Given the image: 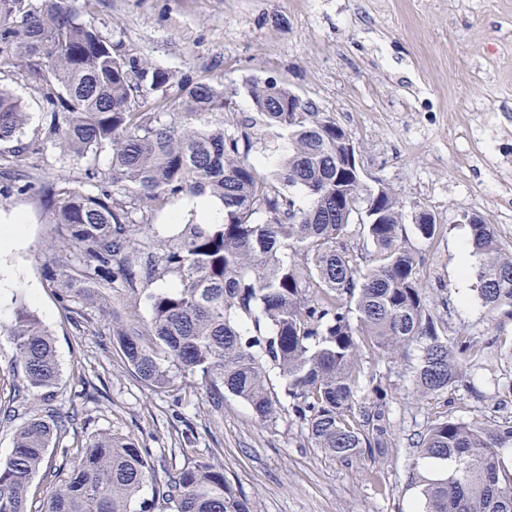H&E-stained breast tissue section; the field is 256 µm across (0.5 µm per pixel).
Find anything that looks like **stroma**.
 I'll return each instance as SVG.
<instances>
[{
    "mask_svg": "<svg viewBox=\"0 0 512 512\" xmlns=\"http://www.w3.org/2000/svg\"><path fill=\"white\" fill-rule=\"evenodd\" d=\"M90 19L127 58L222 85L238 114L252 112L247 82L256 78L334 116L356 143L367 185L389 186L404 202L407 244L430 300L448 302L454 324L490 326L469 273L479 259L461 256L471 229L460 214L482 216L512 244V0H98ZM0 85L25 103L24 137H36L46 105L32 80L17 70L0 74ZM420 210L440 224L434 238L416 233ZM15 214L25 224L18 246L0 250V270L13 278L0 288V323L25 304L51 332L61 375L17 410L23 374L0 336V411L15 414L0 424V460L26 416L66 414L71 422L46 456L56 468L71 469L72 448L112 432L148 449L160 480L172 449L214 457L252 512H417L421 479L439 475L418 459V433L443 412L460 421L512 414V403L500 402L512 379L505 350L469 367L472 392L426 401L413 384L417 350L394 363L363 353L365 371H380L391 392L392 444L380 463L349 465L311 447L288 411L262 424L230 394L216 407L200 388L151 390L103 329L111 309H87L88 324L76 325L72 305L48 287L40 247L61 228L40 197L0 201V225Z\"/></svg>",
    "mask_w": 512,
    "mask_h": 512,
    "instance_id": "1",
    "label": "stroma"
}]
</instances>
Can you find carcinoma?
Segmentation results:
<instances>
[{
    "instance_id": "cac0c4a2",
    "label": "carcinoma",
    "mask_w": 512,
    "mask_h": 512,
    "mask_svg": "<svg viewBox=\"0 0 512 512\" xmlns=\"http://www.w3.org/2000/svg\"><path fill=\"white\" fill-rule=\"evenodd\" d=\"M21 68L51 106L43 137L22 142L28 112L0 87V198L34 193L67 233L41 248L46 281L78 306L137 298L148 285L147 321L112 316L107 329L139 381L162 391L200 384L217 400L228 392L268 423L287 408L312 447L346 463L382 450L391 435L388 392L373 372L361 386V351L395 362L417 346L419 397L470 389L466 360L502 332L456 328L432 306L419 279L420 259L403 236L404 205L388 188L365 186L344 160L348 131L325 112L299 104L275 81L247 83L254 112H229L224 89L136 64L89 21L76 0H0V69ZM287 137L271 172L260 169L266 136ZM52 149L85 162L80 186L36 178L33 159ZM111 156L98 167L102 152ZM219 202L213 223L189 211L161 235L155 214L180 197ZM368 223L353 228L351 216ZM478 296L488 311L512 317V252L491 224L470 225ZM21 368L23 393L56 385L51 333L24 305L0 325ZM279 370L274 395L266 364ZM367 391L368 396H360ZM70 416L34 415L14 432L0 460V512H134L148 483L172 512H251L224 479V466L184 456L156 482L149 451L112 433L89 439L68 473L45 470L49 448ZM415 448L448 465L424 485L423 512H512V416L465 423L446 415L427 425ZM52 487L32 510L40 471Z\"/></svg>"
}]
</instances>
